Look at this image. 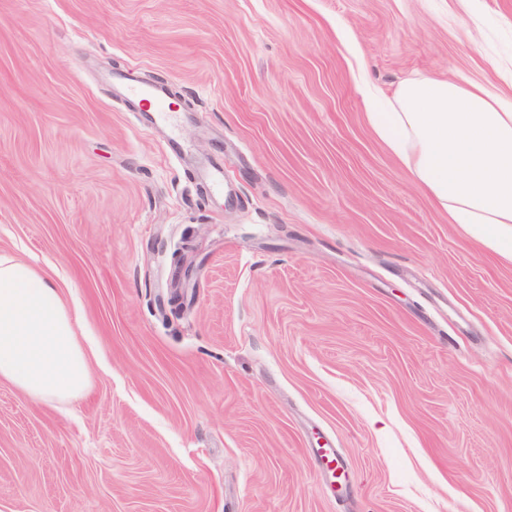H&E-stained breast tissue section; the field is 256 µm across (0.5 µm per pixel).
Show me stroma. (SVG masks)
I'll use <instances>...</instances> for the list:
<instances>
[{
	"instance_id": "35a3bbf8",
	"label": "stroma",
	"mask_w": 512,
	"mask_h": 512,
	"mask_svg": "<svg viewBox=\"0 0 512 512\" xmlns=\"http://www.w3.org/2000/svg\"><path fill=\"white\" fill-rule=\"evenodd\" d=\"M432 77L512 98V0H0V255L92 366L0 382V512H512V263L366 120ZM124 91L127 96L146 101L152 104L154 113V122L162 125L163 123L170 122L172 117L169 105L165 102V96L159 90L147 86L131 83H124Z\"/></svg>"
}]
</instances>
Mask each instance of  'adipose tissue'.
Segmentation results:
<instances>
[{
  "label": "adipose tissue",
  "instance_id": "ef3b65f1",
  "mask_svg": "<svg viewBox=\"0 0 512 512\" xmlns=\"http://www.w3.org/2000/svg\"><path fill=\"white\" fill-rule=\"evenodd\" d=\"M377 139L469 235L512 262V102L489 88L423 79L375 101ZM88 356L56 283L0 255V381L65 403L90 384Z\"/></svg>",
  "mask_w": 512,
  "mask_h": 512
}]
</instances>
